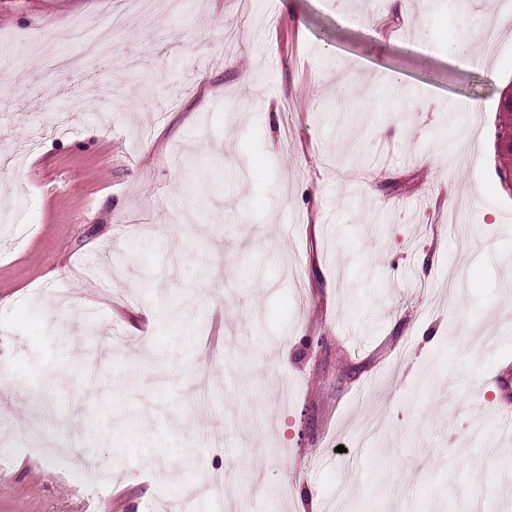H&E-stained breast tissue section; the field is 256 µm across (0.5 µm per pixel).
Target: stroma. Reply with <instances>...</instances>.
Instances as JSON below:
<instances>
[{
  "label": "stroma",
  "instance_id": "stroma-1",
  "mask_svg": "<svg viewBox=\"0 0 512 512\" xmlns=\"http://www.w3.org/2000/svg\"><path fill=\"white\" fill-rule=\"evenodd\" d=\"M494 14L0 0V512H512Z\"/></svg>",
  "mask_w": 512,
  "mask_h": 512
}]
</instances>
